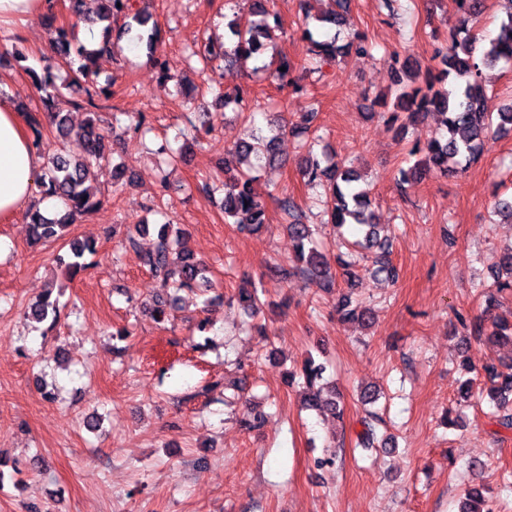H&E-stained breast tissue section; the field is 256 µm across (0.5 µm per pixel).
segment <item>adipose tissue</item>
Listing matches in <instances>:
<instances>
[{
	"mask_svg": "<svg viewBox=\"0 0 512 512\" xmlns=\"http://www.w3.org/2000/svg\"><path fill=\"white\" fill-rule=\"evenodd\" d=\"M43 166L23 114L11 97L0 96V218L14 217L29 205Z\"/></svg>",
	"mask_w": 512,
	"mask_h": 512,
	"instance_id": "1",
	"label": "adipose tissue"
}]
</instances>
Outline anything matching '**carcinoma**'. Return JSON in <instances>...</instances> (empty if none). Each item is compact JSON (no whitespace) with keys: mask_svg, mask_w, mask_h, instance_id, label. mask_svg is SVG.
<instances>
[{"mask_svg":"<svg viewBox=\"0 0 512 512\" xmlns=\"http://www.w3.org/2000/svg\"><path fill=\"white\" fill-rule=\"evenodd\" d=\"M457 13L463 24L450 35L448 52L441 59L442 68L437 74L421 75L420 69L408 65L398 57L391 58L394 70L393 111L390 122L399 120L405 114L406 122L414 123L434 114L439 117L444 134L432 138L423 145L416 144L411 155L416 157L413 165L399 171L402 183L421 173L431 171L446 174L463 169L474 160L481 151L486 139L494 132L512 127V106L491 111L489 98L482 86L481 68L492 67L501 61H512V14L501 25L498 37L484 42L473 32L481 14L483 0H454ZM248 18H236L229 25L232 36L231 46L216 45L208 39L194 45L190 56L207 62L216 56L224 57L226 62L248 60L263 55L273 43L274 35L268 22L270 0H246ZM131 0H100V8L91 23L102 26V42L96 49H89L79 42L74 28L59 29L57 45L63 52L62 64L73 69L72 84L77 90H84V83L91 75L98 72L100 63L112 60L122 48L112 42V20L119 17H131L126 24L127 34L133 35L138 42L152 44L158 36V29L153 27L148 34L141 28L147 26V15H130ZM311 43V54L318 62L336 59L341 54L353 50L357 54L366 52L362 41L350 42L343 46L336 45V39L315 40L310 32H305ZM275 66V74L281 86L288 84V58L280 57L257 67L263 72ZM33 85L40 93L44 111L28 110L25 117L29 129L34 135V144L40 143L43 118L55 125L60 138L69 134L67 105L79 106L65 96L56 85L52 72L48 69L39 74L29 72ZM286 132V126L279 125L272 129V135L261 132L252 133L240 141L234 148L225 151L224 181H215L205 189L224 192V218H233L244 213L248 219L238 223L241 232L254 233L267 224V203L255 196L252 183L254 173L277 159L275 142L278 135ZM86 147L82 156L76 158L67 155L59 148L48 158L37 184L41 198L56 197L65 207L60 217L49 218L40 209L28 211L32 239L35 242H55L66 236L71 224L94 211L101 203L97 190L86 184L90 169L110 171L112 186L121 185L124 168L110 165L109 146L104 131L99 127V117L94 115L87 119L82 132ZM317 141L310 140L303 144L305 156L302 162V174L308 184L320 183L326 186L321 199V224L330 228L329 241H319L314 237L313 225L302 222L297 205L288 196H271L278 208L288 216V231L295 241V273L312 277L328 283L333 280V266L348 271L356 263L352 251L331 256L330 249L340 245L343 229L349 224L358 226L364 232L363 240L352 243L354 247L376 248L379 256L375 272L395 282L398 279L397 268L389 260L390 245L378 240L376 224L370 210L369 192L363 187L361 176L350 168L331 162L328 157L316 151ZM72 261L67 263L68 271L76 274L85 268L81 259L95 250L94 242L79 239L69 241ZM145 266L163 284L178 292L193 288L210 287L208 265L197 259L187 248L186 232L176 224H162L157 230L156 241L152 250L142 256ZM497 266L506 272L508 278L498 280L483 291L485 316L473 321L459 317L463 328L477 337L506 344L512 347V318L496 313L499 306L498 294L512 290V248L499 256ZM238 304L250 315H256L262 308L258 287L251 284L249 288L238 290ZM174 299L159 296L155 299L152 311L155 318L162 322L171 316ZM336 313L343 322L361 321L371 324L373 317L369 308L352 297L341 293L336 297ZM60 315L59 299L52 297L47 290L29 307L26 316L37 323L50 321L55 325ZM325 367L307 360L299 373L290 374L291 382L297 384L303 405L312 410L329 411L336 417L343 415L340 408V393L329 383H321ZM485 378L490 382L486 390L473 388L470 381L462 383V388L472 397L488 399L494 409L493 417L497 426L512 429V359L496 366L484 367ZM380 419L371 414L361 421L362 429L356 433L358 446L374 448L387 444V439L378 437ZM459 512H492V505L483 495L482 489L472 487L465 490Z\"/></svg>","mask_w":512,"mask_h":512,"instance_id":"obj_1","label":"carcinoma"}]
</instances>
